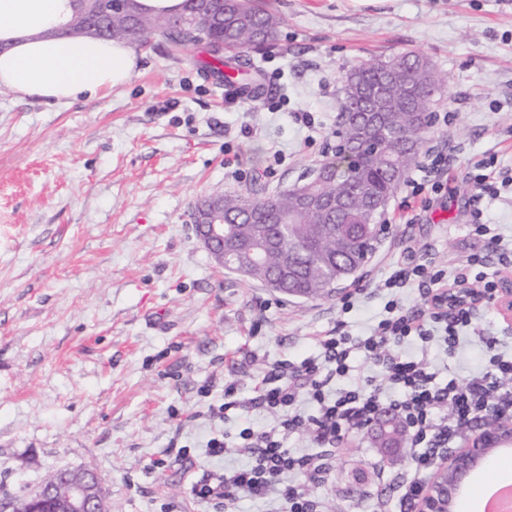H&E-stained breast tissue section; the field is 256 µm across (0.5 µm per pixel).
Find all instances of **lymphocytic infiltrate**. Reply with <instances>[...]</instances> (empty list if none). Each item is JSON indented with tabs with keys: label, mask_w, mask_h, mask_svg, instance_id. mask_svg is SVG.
Listing matches in <instances>:
<instances>
[{
	"label": "lymphocytic infiltrate",
	"mask_w": 512,
	"mask_h": 512,
	"mask_svg": "<svg viewBox=\"0 0 512 512\" xmlns=\"http://www.w3.org/2000/svg\"><path fill=\"white\" fill-rule=\"evenodd\" d=\"M451 160L443 146H429L415 177L405 182L401 209L416 205L428 209L432 194L445 184ZM396 253L395 268L383 281L393 297L385 304V317L369 335L350 336L341 328H333L319 338L317 357L297 365L273 363L252 395H241L235 384L225 385L224 400L217 408L222 418L256 408L279 413L280 418L269 429L241 430L239 445L250 451L248 464L193 482L191 493L197 500L217 506L247 497L285 506L286 512H319L310 484L323 479L329 459L350 431L390 412L400 417L409 433L413 476L403 483L400 501L407 512H412L426 486L427 474L454 439L471 433L473 424L484 416L512 413L511 356L493 354L489 370L482 375L444 382L423 361L405 358L396 351L397 345L410 337L432 341L438 328L443 331L445 344L455 347L459 329L471 321L472 308L464 305L450 311L439 306L438 299L448 289L470 285L475 278L483 280L485 295H494L498 281L487 278L484 272L486 256L466 255L450 273L436 265L427 246L417 245L413 239L400 240ZM414 287L419 288L423 305L410 310L398 292ZM357 356L382 365L385 382L397 391L394 398L382 400L378 389L362 386L328 394L330 381L346 374L350 360ZM304 397L317 403V415L307 416L298 410L297 404ZM446 407L451 409V417H442ZM300 432L309 436L313 447L296 456L287 440L290 434ZM294 471L303 474V481H286V474Z\"/></svg>",
	"instance_id": "1"
}]
</instances>
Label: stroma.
<instances>
[{"instance_id": "1", "label": "stroma", "mask_w": 512, "mask_h": 512, "mask_svg": "<svg viewBox=\"0 0 512 512\" xmlns=\"http://www.w3.org/2000/svg\"><path fill=\"white\" fill-rule=\"evenodd\" d=\"M263 2L282 25L276 47L252 55L262 92L241 107L225 106L223 75L198 54L160 40L100 100L49 104L0 87V512L63 468L92 469L110 512H213L192 481L250 454L213 456L208 440L278 421L210 417L225 384L246 393L269 365L317 356L337 321L368 335L389 298L374 272L403 236L448 268L489 249L471 232L474 210L512 239V190L474 202L463 172L489 156L512 170V0ZM409 50L446 79L426 141L454 145L460 165L431 208L391 225L356 282L328 297L278 294L216 265L190 222L195 202L272 195L318 168L346 72ZM357 284L366 297L342 310ZM492 339L512 355V325L489 304L454 350L411 338L398 351L464 379L485 370ZM411 468L407 450L386 455L358 429L312 497L323 512H398Z\"/></svg>"}]
</instances>
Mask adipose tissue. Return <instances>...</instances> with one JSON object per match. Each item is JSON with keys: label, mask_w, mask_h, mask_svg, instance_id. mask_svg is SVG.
I'll return each instance as SVG.
<instances>
[{"label": "adipose tissue", "mask_w": 512, "mask_h": 512, "mask_svg": "<svg viewBox=\"0 0 512 512\" xmlns=\"http://www.w3.org/2000/svg\"><path fill=\"white\" fill-rule=\"evenodd\" d=\"M72 10V0H0V86L61 103L101 99L130 82L138 65L134 47L60 35Z\"/></svg>", "instance_id": "ef3b65f1"}]
</instances>
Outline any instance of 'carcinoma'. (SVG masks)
<instances>
[{
    "instance_id": "cac0c4a2",
    "label": "carcinoma",
    "mask_w": 512,
    "mask_h": 512,
    "mask_svg": "<svg viewBox=\"0 0 512 512\" xmlns=\"http://www.w3.org/2000/svg\"><path fill=\"white\" fill-rule=\"evenodd\" d=\"M104 0H73V15L63 35L73 39L98 37L132 42L138 46L160 38L175 48L192 51L195 42L179 25L200 15L209 26L208 60L203 65L220 73L227 64L241 65L251 52L276 44L280 18L259 0H185L178 13L151 15L138 0L129 10L102 11ZM363 95L350 111L340 113L337 144L332 157L322 164L315 188L318 197L340 199L343 210L335 216L299 202L306 184L286 187L274 196L258 192L224 195V225L235 238V253L246 254L262 235L285 233L282 247L266 255L258 267L245 266L231 258L224 265L245 280L262 282L277 293L327 295L366 262L374 250L378 208L397 191L422 149L426 131L415 122V113L430 105L440 78L414 51H405L388 62L360 63L347 74ZM389 86L385 109L389 124L367 126L366 113L374 108L370 92ZM374 134L383 144L375 155L359 150L363 136Z\"/></svg>"
}]
</instances>
